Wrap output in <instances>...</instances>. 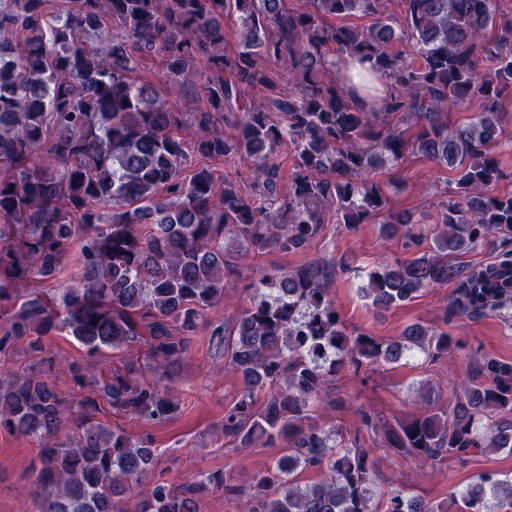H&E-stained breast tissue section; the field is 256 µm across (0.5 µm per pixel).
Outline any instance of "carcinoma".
Here are the masks:
<instances>
[{
	"mask_svg": "<svg viewBox=\"0 0 512 512\" xmlns=\"http://www.w3.org/2000/svg\"><path fill=\"white\" fill-rule=\"evenodd\" d=\"M401 2L400 21L384 14L383 0H310L304 12L287 0H0V357L19 342L34 355L21 371L0 367V431L37 442L31 476L41 512H201L205 491L241 496L244 512H376L374 449L357 432L307 424L310 413L346 373L397 363L414 348L440 359L458 340L419 323L387 342L347 331L330 294L332 261L263 275L250 284L259 298L210 331L242 384L224 412V438L237 448L288 441L250 489L222 472L145 484L157 449L98 413L102 400L130 419L175 418L176 369L224 300V281L240 275L239 261L269 248L305 251L330 209L349 229L385 212L376 170L407 154L460 174L440 191L434 250L377 267L364 296L390 310L452 284L454 315L512 305V194L495 192L512 21L492 37L498 0ZM357 14L374 22L335 23ZM227 20L239 29L233 52L224 51ZM153 57L168 91L199 101L189 120L136 81ZM347 59L390 83L368 108L336 80V61ZM199 62L207 77L196 86ZM278 66L288 69L286 89ZM475 100L469 121L449 128L447 112ZM230 116L236 131L226 137L217 125ZM282 146L293 161L285 195ZM190 147L209 164L186 175ZM224 159L249 164L252 192L219 182L211 163ZM409 223L401 213L383 228L413 248ZM495 234L496 262L448 261ZM74 244L76 282L47 288ZM54 335L91 358L143 350L145 363H58L43 345ZM477 364L487 382L463 384L446 411L421 397L427 409L385 428V447L433 465L511 453L512 426L488 418L512 413V363L483 355ZM55 368L71 376V394L50 380ZM299 469L321 479L302 487ZM381 496L384 512H445L401 489ZM505 499L512 505V478L483 472L461 494L460 512H491Z\"/></svg>",
	"mask_w": 512,
	"mask_h": 512,
	"instance_id": "carcinoma-1",
	"label": "carcinoma"
}]
</instances>
